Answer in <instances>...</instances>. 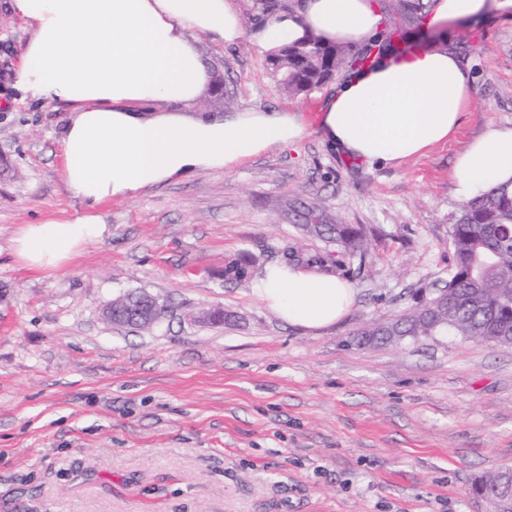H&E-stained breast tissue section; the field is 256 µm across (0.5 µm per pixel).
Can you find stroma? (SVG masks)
I'll return each mask as SVG.
<instances>
[{"label": "stroma", "mask_w": 512, "mask_h": 512, "mask_svg": "<svg viewBox=\"0 0 512 512\" xmlns=\"http://www.w3.org/2000/svg\"><path fill=\"white\" fill-rule=\"evenodd\" d=\"M448 31L471 64V100L448 142L396 167L322 141L335 82L289 96L249 38L200 41L232 96L207 95L204 109L293 112L307 135L112 200L109 235L53 273L24 268L12 240L79 208L61 178L67 114L0 107V512H500L472 485L512 467V346L451 331L353 340L446 284L456 158L512 127V20ZM29 34L0 0L1 93ZM313 199L379 238L366 265L347 262L348 314L307 330L260 304L253 280L225 283L224 266L277 264L288 243L320 250L291 217ZM139 290L166 307L152 328L102 320L103 304ZM210 308L233 322H195Z\"/></svg>", "instance_id": "obj_1"}]
</instances>
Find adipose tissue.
<instances>
[{"label":"adipose tissue","mask_w":512,"mask_h":512,"mask_svg":"<svg viewBox=\"0 0 512 512\" xmlns=\"http://www.w3.org/2000/svg\"><path fill=\"white\" fill-rule=\"evenodd\" d=\"M8 7L31 30L12 73L13 100L67 107L62 176L81 204L73 216L23 225L14 237L17 256L37 271L58 270L103 240L106 202L229 170L303 137L294 114L200 108L212 72L196 37L229 47L247 35L271 53L312 35L357 48L380 28L371 0H299L249 33L231 0H9ZM491 15L512 17V0H434L423 26ZM472 89L468 64L448 46L389 52L324 99L318 131L343 155L397 166L447 140ZM455 176L466 199L511 184L512 127L471 142ZM253 295L286 324L318 329L347 314L355 291L334 274L282 263L267 268Z\"/></svg>","instance_id":"1"}]
</instances>
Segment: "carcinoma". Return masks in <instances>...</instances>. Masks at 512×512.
Instances as JSON below:
<instances>
[{"label":"carcinoma","instance_id":"obj_1","mask_svg":"<svg viewBox=\"0 0 512 512\" xmlns=\"http://www.w3.org/2000/svg\"><path fill=\"white\" fill-rule=\"evenodd\" d=\"M290 8L288 0H255L256 17L263 20L277 11ZM387 8L410 17L424 8L423 0H391ZM398 29L383 30L380 44L362 48L356 54L339 45H326L315 36L278 50L281 68H271L279 86L287 93L312 91L325 83L329 74L349 71L370 61L374 52L394 49ZM303 234L324 243V250L310 256L307 262L328 272L344 270L345 256L365 263L369 241L376 231L362 224H341L320 203L306 207ZM452 250L448 283L433 291L429 299L448 304V318L420 316L421 300L417 299L395 318L397 334L413 339L452 330L459 336L485 341L501 336L499 344L509 343L512 336V191L506 187L488 190L481 197L464 202L450 228ZM248 276V266L231 261L224 268V280L240 281ZM360 345L385 342L384 328L371 324L355 334Z\"/></svg>","mask_w":512,"mask_h":512}]
</instances>
